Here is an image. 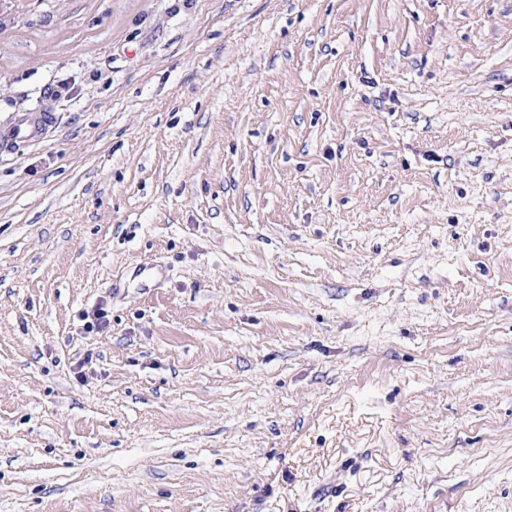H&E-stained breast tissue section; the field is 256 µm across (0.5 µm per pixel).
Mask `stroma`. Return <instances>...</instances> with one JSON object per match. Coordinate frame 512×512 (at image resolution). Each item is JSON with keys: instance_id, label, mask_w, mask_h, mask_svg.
<instances>
[{"instance_id": "1", "label": "stroma", "mask_w": 512, "mask_h": 512, "mask_svg": "<svg viewBox=\"0 0 512 512\" xmlns=\"http://www.w3.org/2000/svg\"><path fill=\"white\" fill-rule=\"evenodd\" d=\"M43 112L0 512H512V0H0Z\"/></svg>"}]
</instances>
